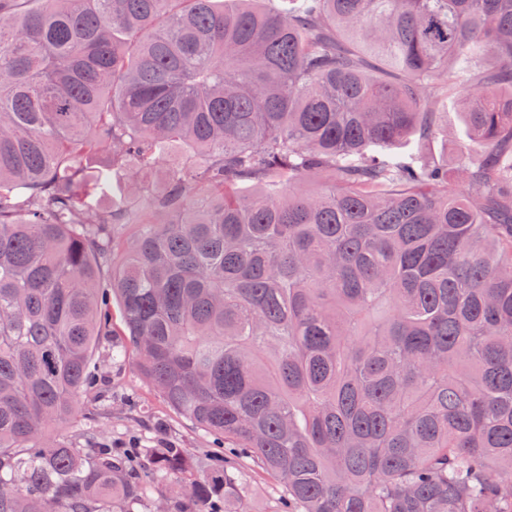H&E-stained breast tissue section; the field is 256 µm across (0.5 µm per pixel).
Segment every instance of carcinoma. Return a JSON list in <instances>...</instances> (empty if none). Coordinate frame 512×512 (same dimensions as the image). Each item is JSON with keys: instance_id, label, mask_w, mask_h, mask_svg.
<instances>
[{"instance_id": "1", "label": "carcinoma", "mask_w": 512, "mask_h": 512, "mask_svg": "<svg viewBox=\"0 0 512 512\" xmlns=\"http://www.w3.org/2000/svg\"><path fill=\"white\" fill-rule=\"evenodd\" d=\"M448 95L461 191L393 152L448 135ZM114 298L233 458L47 433ZM249 472L288 512H512V0H0V512L172 477L150 512H249Z\"/></svg>"}]
</instances>
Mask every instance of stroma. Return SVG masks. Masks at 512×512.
Listing matches in <instances>:
<instances>
[{
    "instance_id": "stroma-1",
    "label": "stroma",
    "mask_w": 512,
    "mask_h": 512,
    "mask_svg": "<svg viewBox=\"0 0 512 512\" xmlns=\"http://www.w3.org/2000/svg\"><path fill=\"white\" fill-rule=\"evenodd\" d=\"M128 347L126 337H107L99 352L101 383L94 393L82 398V416L68 429L49 427V434L59 437L67 430L94 426L116 447L132 441L140 448L167 445L189 449L198 470H209L213 465L210 452L221 446V439L170 411L162 396L140 377Z\"/></svg>"
}]
</instances>
